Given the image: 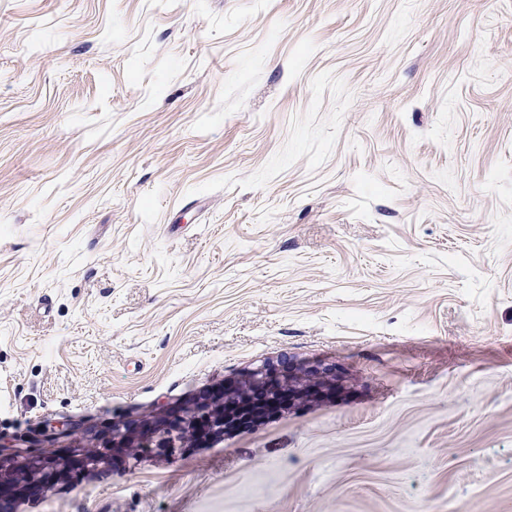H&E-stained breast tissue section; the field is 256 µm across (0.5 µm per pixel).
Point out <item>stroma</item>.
Returning a JSON list of instances; mask_svg holds the SVG:
<instances>
[{
	"instance_id": "obj_1",
	"label": "stroma",
	"mask_w": 512,
	"mask_h": 512,
	"mask_svg": "<svg viewBox=\"0 0 512 512\" xmlns=\"http://www.w3.org/2000/svg\"><path fill=\"white\" fill-rule=\"evenodd\" d=\"M286 357L333 399L112 430ZM14 512H512V0H0ZM59 461L54 455L33 456L20 475L0 463V511L11 512L15 500L33 495L60 475Z\"/></svg>"
}]
</instances>
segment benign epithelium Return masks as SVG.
I'll list each match as a JSON object with an SVG mask.
<instances>
[{
  "label": "benign epithelium",
  "instance_id": "benign-epithelium-1",
  "mask_svg": "<svg viewBox=\"0 0 512 512\" xmlns=\"http://www.w3.org/2000/svg\"><path fill=\"white\" fill-rule=\"evenodd\" d=\"M336 393V374L319 364L297 367L286 358L266 361L228 379L215 391L199 394L189 405H177L159 416L112 435V451L128 458L144 438L175 432L190 446L208 444L240 428L254 426L296 404L317 401ZM53 455L31 457L18 473L0 463V512H12L15 500L28 497L60 475Z\"/></svg>",
  "mask_w": 512,
  "mask_h": 512
}]
</instances>
